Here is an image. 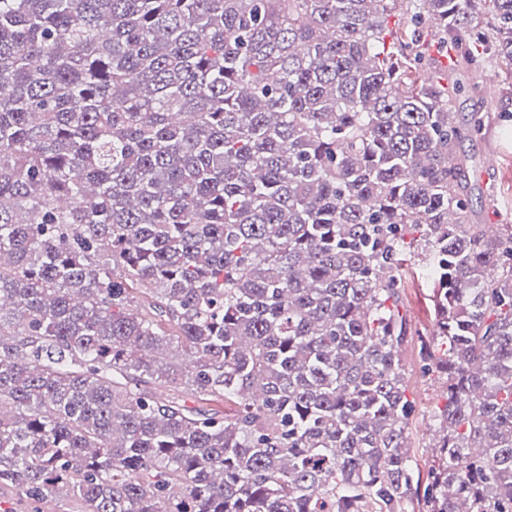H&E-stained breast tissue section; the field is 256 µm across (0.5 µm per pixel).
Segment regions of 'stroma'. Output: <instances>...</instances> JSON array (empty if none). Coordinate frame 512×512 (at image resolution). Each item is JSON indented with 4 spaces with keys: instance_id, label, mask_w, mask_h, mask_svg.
I'll list each match as a JSON object with an SVG mask.
<instances>
[{
    "instance_id": "stroma-1",
    "label": "stroma",
    "mask_w": 512,
    "mask_h": 512,
    "mask_svg": "<svg viewBox=\"0 0 512 512\" xmlns=\"http://www.w3.org/2000/svg\"><path fill=\"white\" fill-rule=\"evenodd\" d=\"M437 34L420 32L422 74L449 71L462 90L450 108L463 124L481 119L488 136L462 140L456 153L465 157L466 175L472 186L471 207L483 224L512 225V66L500 63L475 67L460 60L456 47L438 48ZM426 267L413 258L401 280L400 309L410 325V337L400 357L404 368L406 396L413 410L409 421L410 454L418 466L420 484H427L433 455L436 416L446 403L441 377L425 374L420 358L423 339L433 334V313L428 299Z\"/></svg>"
}]
</instances>
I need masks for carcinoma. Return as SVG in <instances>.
Returning <instances> with one entry per match:
<instances>
[{
  "label": "carcinoma",
  "instance_id": "carcinoma-1",
  "mask_svg": "<svg viewBox=\"0 0 512 512\" xmlns=\"http://www.w3.org/2000/svg\"><path fill=\"white\" fill-rule=\"evenodd\" d=\"M0 0V487L60 512H405L397 307L446 378L427 512H512V225L469 217L428 19L512 0ZM232 404L206 413L159 383Z\"/></svg>",
  "mask_w": 512,
  "mask_h": 512
}]
</instances>
